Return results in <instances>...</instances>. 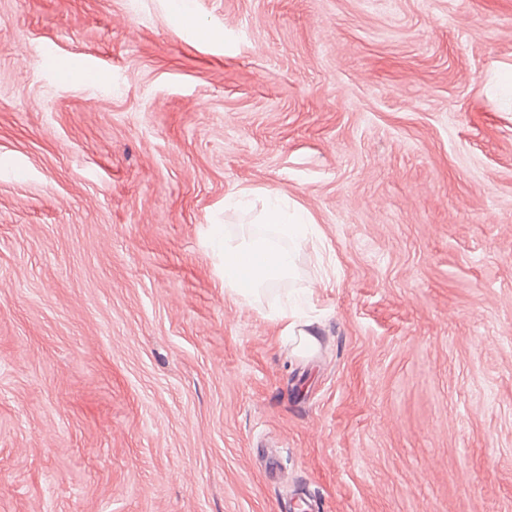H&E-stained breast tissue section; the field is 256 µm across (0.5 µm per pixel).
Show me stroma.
<instances>
[{"mask_svg":"<svg viewBox=\"0 0 512 512\" xmlns=\"http://www.w3.org/2000/svg\"><path fill=\"white\" fill-rule=\"evenodd\" d=\"M178 2L0 0V512H512V0ZM281 192L277 189L266 190L265 204L257 216L259 224H275L278 233L287 237L289 243L298 246L304 236L303 224H310L311 219L302 211L291 212L287 205L281 203ZM296 251L274 245L262 237L224 234V288L229 296L248 299L260 287L283 280L295 269ZM258 256L260 262L253 270L250 284L244 287L241 265L245 257ZM249 258L244 260L245 263ZM274 318L284 323L282 333L291 337L296 342V346L293 349L295 356L307 358L316 352L318 338L314 335L313 330L309 329L312 322L305 321L296 311H293L291 314H285L280 311L274 315Z\"/></svg>","mask_w":512,"mask_h":512,"instance_id":"obj_1","label":"stroma"}]
</instances>
